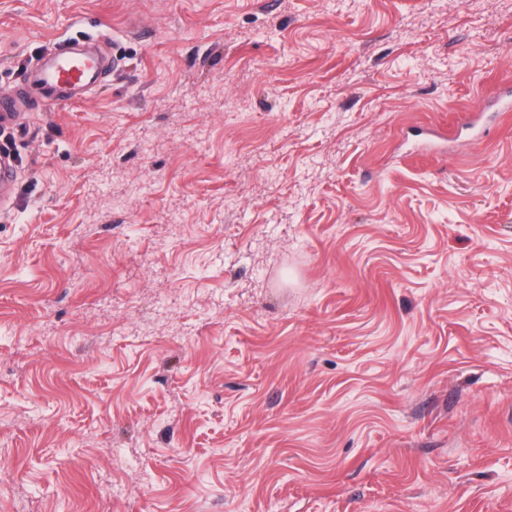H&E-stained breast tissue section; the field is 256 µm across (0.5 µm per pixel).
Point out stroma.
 Returning <instances> with one entry per match:
<instances>
[{
	"instance_id": "stroma-1",
	"label": "stroma",
	"mask_w": 512,
	"mask_h": 512,
	"mask_svg": "<svg viewBox=\"0 0 512 512\" xmlns=\"http://www.w3.org/2000/svg\"><path fill=\"white\" fill-rule=\"evenodd\" d=\"M0 512H512V0H0ZM103 35L54 42L19 75L15 91L0 93V127L16 125L26 111L79 103L101 88L111 70ZM18 176L14 156L5 148L0 150V208L3 210L12 202L13 190Z\"/></svg>"
}]
</instances>
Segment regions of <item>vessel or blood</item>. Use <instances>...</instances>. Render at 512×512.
Segmentation results:
<instances>
[{
	"instance_id": "1",
	"label": "vessel or blood",
	"mask_w": 512,
	"mask_h": 512,
	"mask_svg": "<svg viewBox=\"0 0 512 512\" xmlns=\"http://www.w3.org/2000/svg\"><path fill=\"white\" fill-rule=\"evenodd\" d=\"M104 36L54 42L19 75L16 90L0 93V127L16 124L24 112L75 104L100 89L111 70ZM18 176L10 151L0 150V208L12 202Z\"/></svg>"
}]
</instances>
